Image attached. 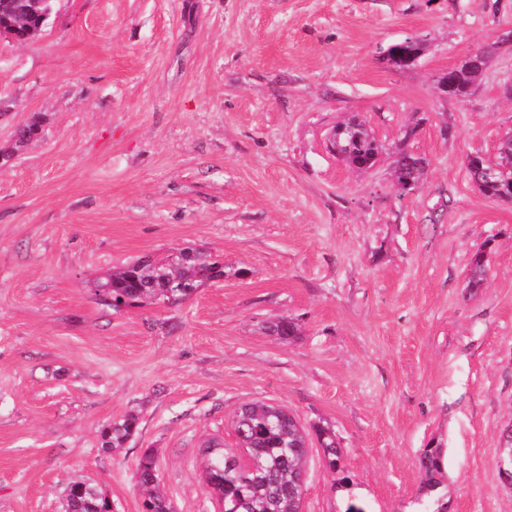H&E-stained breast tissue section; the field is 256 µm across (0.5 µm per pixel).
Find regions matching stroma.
I'll return each instance as SVG.
<instances>
[{"label": "stroma", "instance_id": "stroma-1", "mask_svg": "<svg viewBox=\"0 0 512 512\" xmlns=\"http://www.w3.org/2000/svg\"><path fill=\"white\" fill-rule=\"evenodd\" d=\"M506 30L512 0H56L41 36L0 40V512H64L76 481L142 512L148 451L173 512H221L203 451H237L232 417L257 400L343 450L349 490L310 445L303 512H418L434 446L447 512H512V203L465 166L512 133ZM409 37L416 63L389 66ZM486 45L473 93L442 94ZM353 116L380 146L366 171L330 147ZM403 150L426 164L407 195ZM187 248L223 281L118 310L90 289ZM282 316L287 343L266 330ZM128 414L138 432L102 448ZM397 45H417L416 48L412 50V53H418L420 50L419 41L418 39L415 38H407L406 40H404V42L400 44H394L390 46L386 51L387 60L394 68L406 69L410 65H412L416 61V59L414 58L413 55L402 54L401 51L397 48ZM43 119L41 116L34 114L23 125L15 130L14 151H20L30 142L36 139L42 131ZM420 467L428 492L431 493L443 487L445 472L443 468V456L439 448L425 450L420 459Z\"/></svg>", "mask_w": 512, "mask_h": 512}]
</instances>
